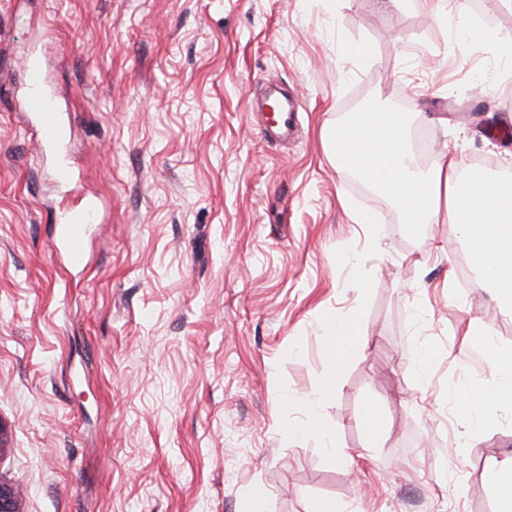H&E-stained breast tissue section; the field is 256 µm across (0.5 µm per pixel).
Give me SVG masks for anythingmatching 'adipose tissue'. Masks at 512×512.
Masks as SVG:
<instances>
[{
    "label": "adipose tissue",
    "mask_w": 512,
    "mask_h": 512,
    "mask_svg": "<svg viewBox=\"0 0 512 512\" xmlns=\"http://www.w3.org/2000/svg\"><path fill=\"white\" fill-rule=\"evenodd\" d=\"M455 7L457 36L478 46L496 42L500 62L511 70L512 42L496 39L488 28L474 25L464 0H456ZM407 125L403 112L364 111L327 131L324 138L337 165L391 199L407 228L447 223L466 247L478 274V287L489 289L497 304L511 311L512 184L463 170L451 151L443 153L434 167L419 169L409 148ZM466 334L486 358L490 375L486 383L455 399L457 410L467 420L465 435L471 439L491 429L499 421L500 410L512 406V349L499 346L477 320L469 321ZM323 347L329 369L313 396L299 399L304 419L295 433L332 448L334 434L322 420L318 405L334 395L340 371L363 350L356 317L330 319L324 328Z\"/></svg>",
    "instance_id": "adipose-tissue-1"
}]
</instances>
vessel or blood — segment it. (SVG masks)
Instances as JSON below:
<instances>
[{"instance_id":"1","label":"vessel or blood","mask_w":512,"mask_h":512,"mask_svg":"<svg viewBox=\"0 0 512 512\" xmlns=\"http://www.w3.org/2000/svg\"><path fill=\"white\" fill-rule=\"evenodd\" d=\"M25 109L35 121V129L42 140L54 149H61L64 138V120L57 100L47 85L46 75L37 59L25 64ZM273 137L285 139L291 134L301 103L296 99L277 101ZM94 226V207L86 205L63 213L53 230L57 255L72 269L80 270L88 264V243Z\"/></svg>"}]
</instances>
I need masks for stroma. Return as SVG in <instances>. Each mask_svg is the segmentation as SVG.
<instances>
[{
  "mask_svg": "<svg viewBox=\"0 0 512 512\" xmlns=\"http://www.w3.org/2000/svg\"><path fill=\"white\" fill-rule=\"evenodd\" d=\"M454 24L441 0H0V481L21 512H242L258 488L268 512H496L512 410L468 439L453 398L488 378L469 319L512 349V313L463 276L447 225L408 230L321 138L406 100L422 165L449 148L512 178V92ZM31 56L76 114L65 194L20 94ZM270 81L303 105L285 142L249 109ZM88 198L77 271L52 226ZM351 315L364 349L320 408L347 466L292 436L289 401Z\"/></svg>",
  "mask_w": 512,
  "mask_h": 512,
  "instance_id": "stroma-1",
  "label": "stroma"
}]
</instances>
